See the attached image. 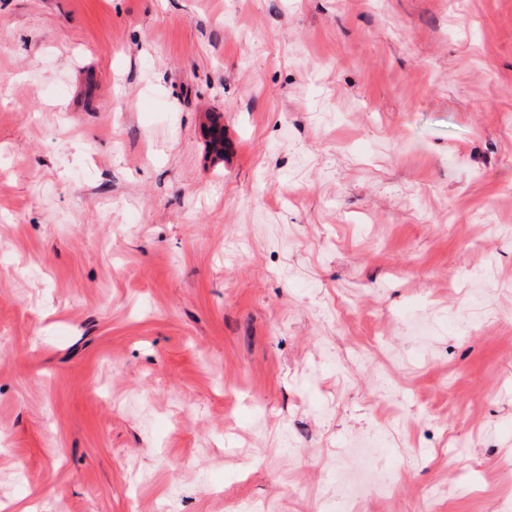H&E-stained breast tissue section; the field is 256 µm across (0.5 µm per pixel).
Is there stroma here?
I'll use <instances>...</instances> for the list:
<instances>
[{
    "instance_id": "obj_1",
    "label": "stroma",
    "mask_w": 512,
    "mask_h": 512,
    "mask_svg": "<svg viewBox=\"0 0 512 512\" xmlns=\"http://www.w3.org/2000/svg\"><path fill=\"white\" fill-rule=\"evenodd\" d=\"M21 505L512 512V0H0Z\"/></svg>"
}]
</instances>
